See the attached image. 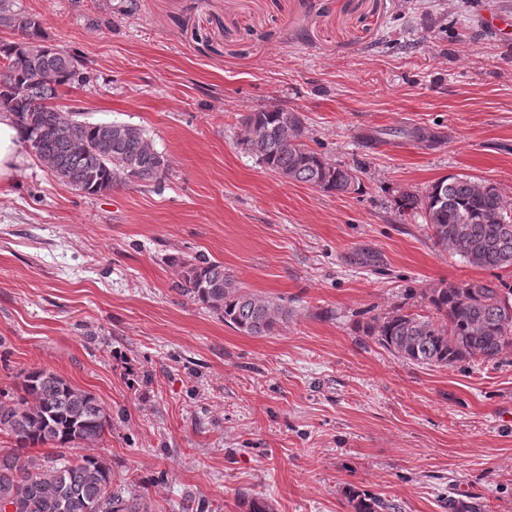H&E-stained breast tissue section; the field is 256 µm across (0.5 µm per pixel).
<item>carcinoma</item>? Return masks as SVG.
I'll return each instance as SVG.
<instances>
[{
	"label": "carcinoma",
	"mask_w": 512,
	"mask_h": 512,
	"mask_svg": "<svg viewBox=\"0 0 512 512\" xmlns=\"http://www.w3.org/2000/svg\"><path fill=\"white\" fill-rule=\"evenodd\" d=\"M17 40L0 41V105L14 113L25 149L52 176L85 195H97L129 182L161 178L168 161L146 131L121 123L92 122L56 104L64 87L92 81L75 67V56L45 43L42 22L0 0V28ZM245 143L263 167L281 178L323 192L357 191L356 170L336 166L301 142L297 113L277 107L244 118ZM294 141L285 142L283 129ZM401 213H421L436 245L481 268L512 266V208L500 187L464 174L445 176L424 196L404 192ZM177 291L251 336H268L288 322L281 299L243 293L224 265L196 255L177 261ZM427 313L398 306L373 317L363 333L402 361L421 368H453L474 360L492 362L512 348V288L460 280L424 295ZM23 395L0 392V432L13 448L0 452V506L15 512H152L148 488L128 477L116 482L110 464L93 449L110 426L104 405L91 392L57 373L41 369L19 375ZM51 445L54 456L24 450ZM84 448L72 458L65 450ZM245 512H273L263 498L238 497ZM350 512H401L375 494L351 489Z\"/></svg>",
	"instance_id": "obj_1"
}]
</instances>
